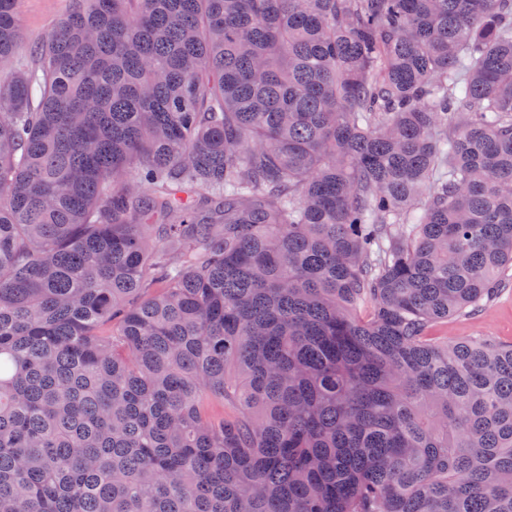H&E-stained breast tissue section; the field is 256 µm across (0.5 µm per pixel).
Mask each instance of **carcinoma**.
Listing matches in <instances>:
<instances>
[{"label":"carcinoma","mask_w":512,"mask_h":512,"mask_svg":"<svg viewBox=\"0 0 512 512\" xmlns=\"http://www.w3.org/2000/svg\"><path fill=\"white\" fill-rule=\"evenodd\" d=\"M21 2L0 512H512V0ZM68 0H23V26L31 35L47 30L68 8ZM498 296L475 315L449 318L447 324L437 327L436 336L448 343L472 336H490L497 340L512 341V280Z\"/></svg>","instance_id":"obj_1"}]
</instances>
